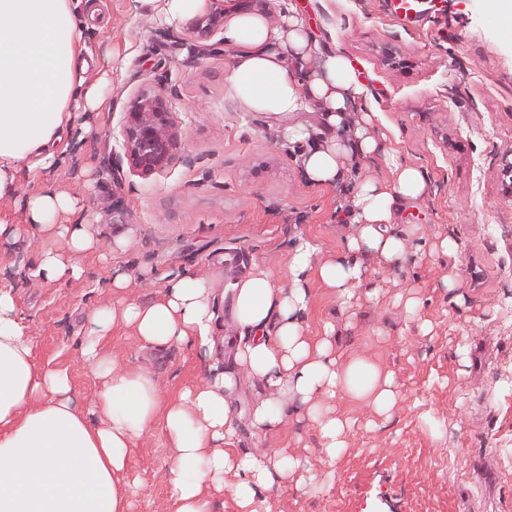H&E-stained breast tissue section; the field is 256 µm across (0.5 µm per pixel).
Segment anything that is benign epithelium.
I'll use <instances>...</instances> for the list:
<instances>
[{
  "label": "benign epithelium",
  "mask_w": 512,
  "mask_h": 512,
  "mask_svg": "<svg viewBox=\"0 0 512 512\" xmlns=\"http://www.w3.org/2000/svg\"><path fill=\"white\" fill-rule=\"evenodd\" d=\"M223 15L208 13L196 17L190 29L199 38L209 36L220 25ZM125 153L131 166L142 175L153 174L168 163L174 143L171 112L162 94L143 92L125 112L123 125Z\"/></svg>",
  "instance_id": "obj_1"
}]
</instances>
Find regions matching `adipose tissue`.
I'll return each instance as SVG.
<instances>
[{
  "label": "adipose tissue",
  "mask_w": 512,
  "mask_h": 512,
  "mask_svg": "<svg viewBox=\"0 0 512 512\" xmlns=\"http://www.w3.org/2000/svg\"><path fill=\"white\" fill-rule=\"evenodd\" d=\"M95 12L93 0H0V200L13 197L20 170L34 176L49 165L76 113L99 103L88 81L94 56L79 37L80 22ZM224 41L233 49L230 91L244 111L273 117L288 139L304 144L302 164L311 182L336 184L353 158L387 156L370 133L371 115L351 114L361 92L352 65L341 55L318 52L303 18L291 14L275 22L239 13ZM304 111L315 121H301ZM426 192L416 167L394 164L391 179L366 178L353 193V231L335 256L319 259L318 246L306 241L289 258L290 289L275 287L270 268L260 266L234 282L233 367L167 399L150 372L116 366L101 356L100 345L114 326L125 324L155 348L175 342L214 348L209 295L199 278L185 275L163 300L142 304L129 299L128 278L115 276L120 304L95 312L83 350L105 378L94 400L105 418L101 424L76 410L65 372L36 363L13 293L0 287V512H128L129 493L117 477L129 465L136 438L157 425L178 450L171 470L175 512H212L203 488L223 489L230 473L237 478L232 495L240 512H255L257 496L300 461L284 449L263 457L234 453L232 394L244 377L266 385L251 416L252 427L263 432L284 427L296 410L314 415L316 399L340 390L381 411L392 407V375L357 356L341 359L329 340L310 341L303 314L311 278L346 305L368 282L362 255L402 258L411 241L397 230L396 205ZM73 210L65 194L38 193L27 199L25 221L79 255L96 242L84 223L59 222L60 214Z\"/></svg>",
  "instance_id": "obj_1"
}]
</instances>
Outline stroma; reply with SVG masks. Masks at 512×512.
Instances as JSON below:
<instances>
[{"label": "stroma", "mask_w": 512, "mask_h": 512, "mask_svg": "<svg viewBox=\"0 0 512 512\" xmlns=\"http://www.w3.org/2000/svg\"><path fill=\"white\" fill-rule=\"evenodd\" d=\"M265 3L275 20L295 5L320 51L353 63L363 86L354 110L372 113L374 135L421 172L427 194L399 213L413 248L396 262L364 259L376 298L358 289L344 309L315 278L303 316L309 338L330 337L337 353H358L393 375L390 413L345 391L319 402V417L347 423L330 460L316 419L259 432L248 414L265 389L256 380L238 388L236 453L285 448L303 461L262 494L256 512H458L466 499L473 512H512V175L501 163L512 153V20L501 17L499 0H421L410 21L396 18L389 0ZM81 37L96 56L103 103L78 113L65 153L38 176L20 172L15 198L0 202V220L19 230L0 242V287L13 292L37 362L66 370L78 408L98 423L90 407L103 380L82 347L93 311L120 301L113 274L130 277L141 303L162 300L170 276L202 277L219 324L233 333L225 288L256 265L289 287L293 250L308 241L334 255L351 232L348 196L366 177L390 172L373 158L342 185L310 184L300 145L230 92L233 50L223 29L200 40L188 21L170 25L134 0H102ZM145 89L165 97L177 132L170 162L149 176L133 171L122 137L124 114ZM44 188L69 194L103 245L78 256L80 277L34 274L43 252L61 248L24 222L26 198ZM446 239L454 243L447 253ZM408 298L416 315L404 308ZM103 353L150 371L165 396L232 363L227 347L210 358L184 343L144 347L125 325L113 328ZM176 457L161 427L137 439L121 476L131 512H175Z\"/></svg>", "instance_id": "1"}]
</instances>
